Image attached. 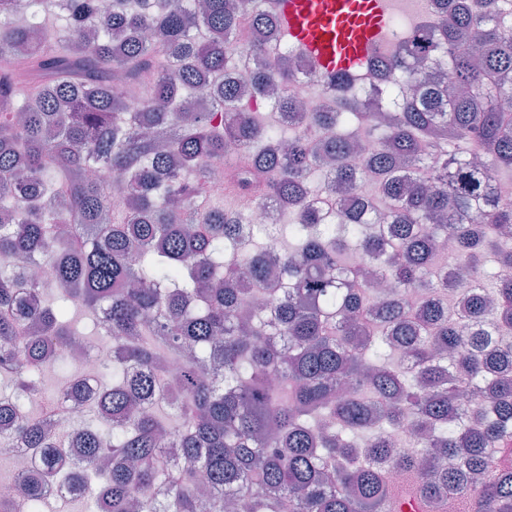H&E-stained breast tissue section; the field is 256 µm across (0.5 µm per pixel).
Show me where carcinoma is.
<instances>
[{"label": "carcinoma", "instance_id": "carcinoma-1", "mask_svg": "<svg viewBox=\"0 0 512 512\" xmlns=\"http://www.w3.org/2000/svg\"><path fill=\"white\" fill-rule=\"evenodd\" d=\"M279 0H0V456L22 512L62 487L94 512H403L412 496L512 512V32L498 0H429L391 57L386 85L353 95L357 70L325 74L324 110L297 107L291 75L264 65ZM50 5L62 24L34 14ZM29 60L18 74L11 54ZM150 70V93H113ZM237 73L268 93L274 124L242 108ZM211 95L185 111L199 89ZM363 133L380 148L351 164ZM224 174L267 184L270 224L210 202ZM367 173L370 199L323 197ZM319 173L323 183L312 185ZM126 206L112 209V182ZM294 244L278 254L265 240ZM471 286L451 294L440 243ZM353 250L389 292L368 286ZM49 270L20 287L15 267ZM261 286L262 302L236 284ZM111 340L73 465L59 421L32 415L49 368L73 367L71 306ZM182 362L167 382L165 359ZM409 446L413 452L404 453ZM390 462L412 478L389 484ZM101 486L93 491L92 478Z\"/></svg>", "mask_w": 512, "mask_h": 512}]
</instances>
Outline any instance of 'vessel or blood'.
<instances>
[{"label":"vessel or blood","instance_id":"vessel-or-blood-1","mask_svg":"<svg viewBox=\"0 0 512 512\" xmlns=\"http://www.w3.org/2000/svg\"><path fill=\"white\" fill-rule=\"evenodd\" d=\"M279 20L312 62L334 72L364 60L391 17L387 0H280Z\"/></svg>","mask_w":512,"mask_h":512}]
</instances>
